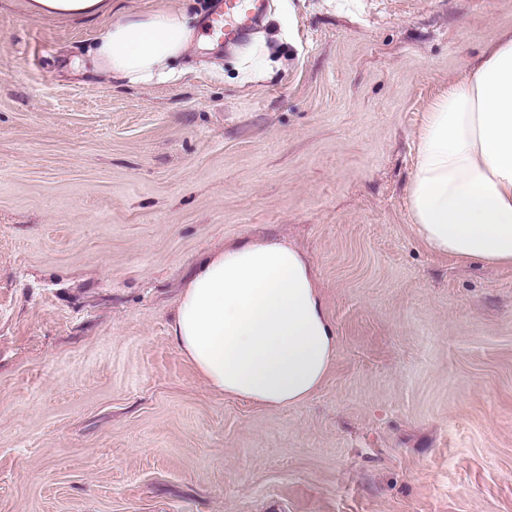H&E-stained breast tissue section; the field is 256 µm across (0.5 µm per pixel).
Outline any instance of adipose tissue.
Here are the masks:
<instances>
[{
  "mask_svg": "<svg viewBox=\"0 0 512 512\" xmlns=\"http://www.w3.org/2000/svg\"><path fill=\"white\" fill-rule=\"evenodd\" d=\"M35 18L108 23L77 67L133 85L164 83L201 36L170 0L114 11L112 0H26ZM411 228L433 253L512 264V32L435 99L418 134L408 190ZM173 335L206 383L224 395L281 407L323 383L336 332L305 256L278 239L230 245L185 284Z\"/></svg>",
  "mask_w": 512,
  "mask_h": 512,
  "instance_id": "obj_1",
  "label": "adipose tissue"
}]
</instances>
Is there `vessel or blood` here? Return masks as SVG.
I'll list each match as a JSON object with an SVG mask.
<instances>
[{"label": "vessel or blood", "instance_id": "vessel-or-blood-1", "mask_svg": "<svg viewBox=\"0 0 512 512\" xmlns=\"http://www.w3.org/2000/svg\"><path fill=\"white\" fill-rule=\"evenodd\" d=\"M268 0H215L210 11L208 31L218 43L241 42L260 21Z\"/></svg>", "mask_w": 512, "mask_h": 512}]
</instances>
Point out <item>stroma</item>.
Returning a JSON list of instances; mask_svg holds the SVG:
<instances>
[{
	"instance_id": "obj_1",
	"label": "stroma",
	"mask_w": 512,
	"mask_h": 512,
	"mask_svg": "<svg viewBox=\"0 0 512 512\" xmlns=\"http://www.w3.org/2000/svg\"><path fill=\"white\" fill-rule=\"evenodd\" d=\"M0 0V512H512V266L410 229L432 99L512 0H270L174 79L73 69L106 25ZM283 238L336 352L267 408L173 333L229 243Z\"/></svg>"
}]
</instances>
